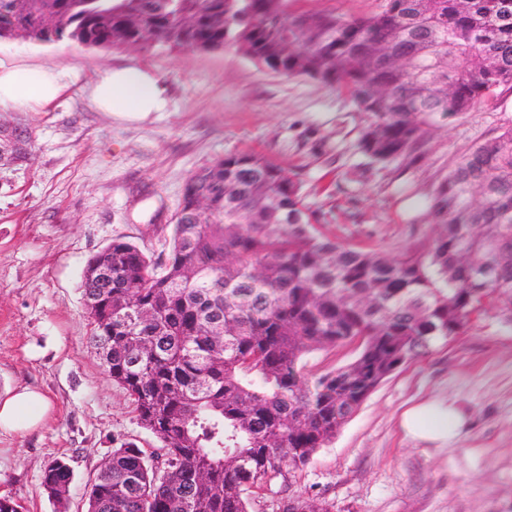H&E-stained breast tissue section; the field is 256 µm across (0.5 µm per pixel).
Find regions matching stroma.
Instances as JSON below:
<instances>
[{"mask_svg": "<svg viewBox=\"0 0 512 512\" xmlns=\"http://www.w3.org/2000/svg\"><path fill=\"white\" fill-rule=\"evenodd\" d=\"M0 61L78 75L44 109L0 111V390L29 385L53 407L37 431L0 434V497L25 512H56L42 485L55 458L73 469L68 512H86L114 448L160 447L100 365L82 280L115 238L166 254L191 174L229 154L265 155L300 185L318 233L396 255L429 237L421 216L440 177L512 127L506 91L440 119L423 161L401 172L361 153L364 116L345 91L273 72L233 47L132 52L15 39L0 41ZM121 66L156 72L166 108L139 118L97 110L88 83ZM425 399L464 410L459 440L405 435L402 411ZM291 496L329 512H512V327L475 317L392 373L302 471L272 479L251 512H278Z\"/></svg>", "mask_w": 512, "mask_h": 512, "instance_id": "1", "label": "stroma"}]
</instances>
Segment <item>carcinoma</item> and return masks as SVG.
<instances>
[{
    "label": "carcinoma",
    "instance_id": "1",
    "mask_svg": "<svg viewBox=\"0 0 512 512\" xmlns=\"http://www.w3.org/2000/svg\"><path fill=\"white\" fill-rule=\"evenodd\" d=\"M299 0H0V39L122 49L130 39L237 48L268 69L347 90L368 117L359 148L423 160L438 116L512 91V0H379L341 16ZM428 243L392 256L313 231L301 187L264 156L231 154L192 174L171 248L154 261L116 238L112 365L148 454L112 449L87 512H248L246 494L303 469L386 377L480 314L512 326V127L463 153L422 216ZM197 269L188 279L179 266ZM362 337L322 373L310 354ZM64 457L44 470L65 487Z\"/></svg>",
    "mask_w": 512,
    "mask_h": 512
}]
</instances>
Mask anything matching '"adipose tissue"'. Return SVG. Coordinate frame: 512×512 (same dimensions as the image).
<instances>
[{"instance_id":"adipose-tissue-1","label":"adipose tissue","mask_w":512,"mask_h":512,"mask_svg":"<svg viewBox=\"0 0 512 512\" xmlns=\"http://www.w3.org/2000/svg\"><path fill=\"white\" fill-rule=\"evenodd\" d=\"M66 73L54 66L31 68L0 63V110L37 109L54 102L66 87ZM94 106L126 116L162 111L166 87L151 70L126 66L109 68L87 87ZM52 406L44 394L30 386L6 388L0 393V432L27 434L50 416ZM405 434L423 442L458 440L467 428L465 414L454 404L426 400L401 415Z\"/></svg>"}]
</instances>
